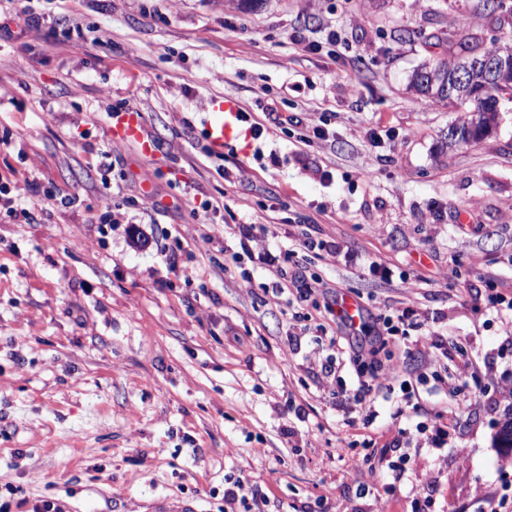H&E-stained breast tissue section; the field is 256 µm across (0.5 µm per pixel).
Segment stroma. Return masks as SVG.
Returning a JSON list of instances; mask_svg holds the SVG:
<instances>
[{
    "mask_svg": "<svg viewBox=\"0 0 512 512\" xmlns=\"http://www.w3.org/2000/svg\"><path fill=\"white\" fill-rule=\"evenodd\" d=\"M34 6L51 24L17 19L0 35V182L16 211L0 220V512L43 500L222 512L241 475L260 512H411L426 495L432 512H481L512 483L493 443L512 402V310L490 302L512 298V103L490 136L449 147L457 112L409 86L444 50L395 37L463 22L486 48L512 37V19L491 22L482 0ZM219 97L314 119L331 139L305 146L304 127L272 125L235 131L223 159L206 157ZM121 102L142 112L155 157L109 140ZM373 129L390 139L371 147ZM239 164L245 181H225ZM35 185L74 201L27 219ZM190 188L223 202L211 223H195ZM239 224L266 225V248L294 251L288 275L335 286L364 316L418 309L407 335L375 349L381 390L336 400L355 361L330 346L336 327L315 300L273 295L257 256L226 263ZM305 230L394 278L298 251ZM434 336L447 344L440 364L427 361ZM396 360L411 400L387 374ZM420 423L443 427L442 443L415 444ZM404 452L415 462L393 478Z\"/></svg>",
    "mask_w": 512,
    "mask_h": 512,
    "instance_id": "35a3bbf8",
    "label": "stroma"
}]
</instances>
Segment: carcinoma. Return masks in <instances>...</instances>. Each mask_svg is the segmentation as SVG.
Listing matches in <instances>:
<instances>
[{
    "instance_id": "carcinoma-1",
    "label": "carcinoma",
    "mask_w": 512,
    "mask_h": 512,
    "mask_svg": "<svg viewBox=\"0 0 512 512\" xmlns=\"http://www.w3.org/2000/svg\"><path fill=\"white\" fill-rule=\"evenodd\" d=\"M427 39L437 42H447L454 48L448 58L434 60L414 71L411 79L412 87L421 95L432 99L444 106H452L463 109V114L469 122L462 126L469 127L471 140H481L491 134L499 123L501 106L505 102H512V70L507 75L504 87L498 89L487 86L485 78L479 71L474 72L473 84L469 92L463 96L448 93V77L462 55H469L477 48L470 44L465 34L440 33L431 34ZM494 445L497 448L506 449V453H512V403L504 410L503 420L495 435Z\"/></svg>"
}]
</instances>
